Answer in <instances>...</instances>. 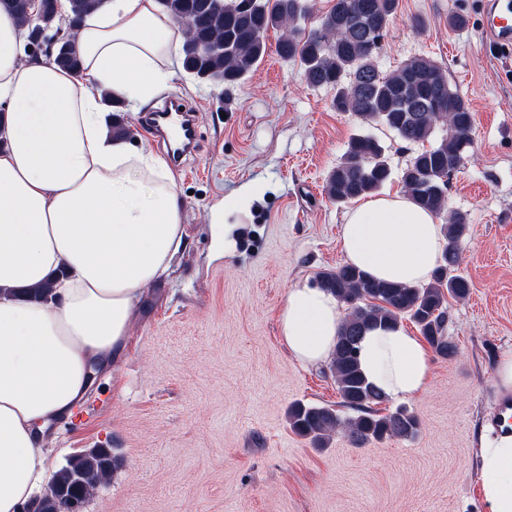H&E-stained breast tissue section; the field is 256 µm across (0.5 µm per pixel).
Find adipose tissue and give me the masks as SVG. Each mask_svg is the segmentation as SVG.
<instances>
[{
	"mask_svg": "<svg viewBox=\"0 0 512 512\" xmlns=\"http://www.w3.org/2000/svg\"><path fill=\"white\" fill-rule=\"evenodd\" d=\"M182 41L155 0H111L78 28L74 74L31 55L25 29L0 10V512L32 498L44 429L72 417L94 366L123 359L141 289L183 247L166 161L109 137L99 93L111 87L140 111L171 89ZM341 242L349 263L407 285L427 281L443 251L436 216L402 193L354 208ZM48 279L49 299L22 296ZM340 324L334 294L289 288L279 325L296 360H330ZM360 365L390 399L428 387L427 349L399 326L367 331ZM478 468L490 512H512V434L480 439Z\"/></svg>",
	"mask_w": 512,
	"mask_h": 512,
	"instance_id": "adipose-tissue-1",
	"label": "adipose tissue"
}]
</instances>
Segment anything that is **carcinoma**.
<instances>
[{
  "mask_svg": "<svg viewBox=\"0 0 512 512\" xmlns=\"http://www.w3.org/2000/svg\"><path fill=\"white\" fill-rule=\"evenodd\" d=\"M106 0H68L69 13L51 12L42 26L55 30L65 21L80 22ZM162 11L185 30L183 68L201 82L222 84L229 91L240 85L266 54V33L280 28L278 55L299 65L313 88L334 92L333 106L349 112L369 127L383 126L417 150L399 179L419 207L446 216L442 226L446 246L428 282L401 285L374 279L351 264L318 273L320 287L345 304L330 370L340 405L353 411L297 403L288 410V424L318 448L335 435L362 447L371 441L414 438L418 417L399 407L383 413L375 406L387 398L364 378L359 367V343L378 325L395 326L404 317L418 328L437 357L452 362L459 355L448 336L450 301L470 295L471 283L457 273L460 243L469 229L468 214L448 209V183L463 165L473 143V115L467 99L448 82L447 71L425 56H413L397 68L380 67L383 42L399 0H332L316 28L301 23L311 15L308 0H157ZM18 23L35 28L24 0H0ZM60 66L80 71L70 36L55 46ZM112 135L128 134L116 112L122 100L103 92ZM393 178L386 148L373 134L353 135L340 161L327 175L325 193L338 204L378 192ZM110 448H91L67 459L29 512H71L86 504L90 491L106 482L119 467Z\"/></svg>",
  "mask_w": 512,
  "mask_h": 512,
  "instance_id": "cac0c4a2",
  "label": "carcinoma"
}]
</instances>
